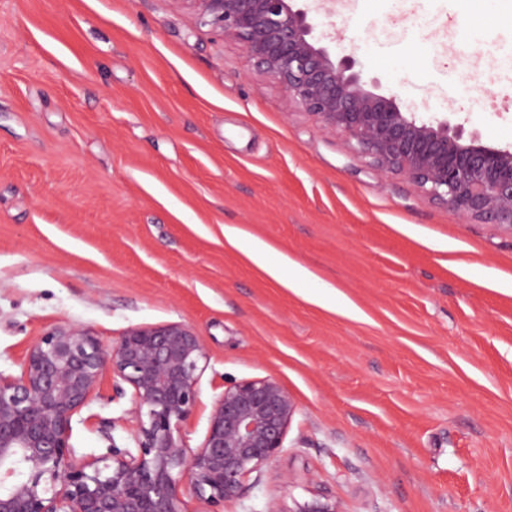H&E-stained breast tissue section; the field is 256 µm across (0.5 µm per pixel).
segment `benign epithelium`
Segmentation results:
<instances>
[{
	"label": "benign epithelium",
	"mask_w": 512,
	"mask_h": 512,
	"mask_svg": "<svg viewBox=\"0 0 512 512\" xmlns=\"http://www.w3.org/2000/svg\"><path fill=\"white\" fill-rule=\"evenodd\" d=\"M199 25L240 44L256 68L296 107L342 132L380 173L395 172L466 221L512 231V150L463 137L446 120L422 121L396 99L365 89L347 56L335 62L293 0H171ZM209 356L182 323L133 326L106 349L89 329L57 326L26 350L21 374L0 370V512H191L181 487L224 512L245 481L283 451L299 412L275 378L228 380L210 407L201 444L182 427L196 415ZM112 388L131 389V407L112 419L106 453L77 456L73 424ZM291 512H340L334 498L295 503Z\"/></svg>",
	"instance_id": "7a95c632"
}]
</instances>
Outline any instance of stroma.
Returning <instances> with one entry per match:
<instances>
[{"label": "stroma", "instance_id": "1", "mask_svg": "<svg viewBox=\"0 0 512 512\" xmlns=\"http://www.w3.org/2000/svg\"><path fill=\"white\" fill-rule=\"evenodd\" d=\"M367 90L512 148V28L479 0H297ZM243 233L232 244L224 226ZM308 269L343 316L259 269ZM512 233L462 221L300 113L171 0H0V369L55 326L179 322L300 412L225 512H512ZM248 257L260 269L270 275L272 278L282 281L288 288H300L302 285L311 283L314 280L313 274L288 259V262L273 263L268 258V247L260 242L251 243ZM289 269L288 277H284V269Z\"/></svg>", "mask_w": 512, "mask_h": 512}]
</instances>
